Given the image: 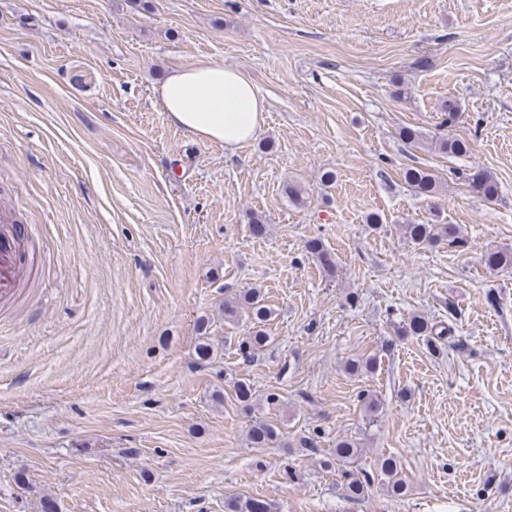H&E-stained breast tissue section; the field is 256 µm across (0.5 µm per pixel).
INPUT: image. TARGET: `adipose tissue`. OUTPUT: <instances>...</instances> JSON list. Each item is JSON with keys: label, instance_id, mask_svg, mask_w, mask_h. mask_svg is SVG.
I'll list each match as a JSON object with an SVG mask.
<instances>
[{"label": "adipose tissue", "instance_id": "adipose-tissue-1", "mask_svg": "<svg viewBox=\"0 0 512 512\" xmlns=\"http://www.w3.org/2000/svg\"><path fill=\"white\" fill-rule=\"evenodd\" d=\"M153 94L171 124L198 140L228 148L254 139L266 110L249 78L208 60L173 71Z\"/></svg>", "mask_w": 512, "mask_h": 512}]
</instances>
